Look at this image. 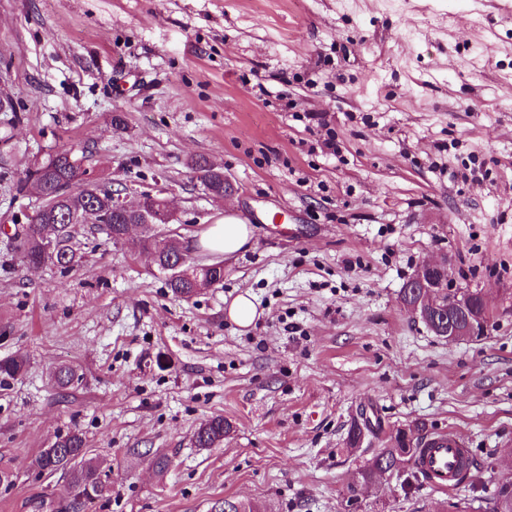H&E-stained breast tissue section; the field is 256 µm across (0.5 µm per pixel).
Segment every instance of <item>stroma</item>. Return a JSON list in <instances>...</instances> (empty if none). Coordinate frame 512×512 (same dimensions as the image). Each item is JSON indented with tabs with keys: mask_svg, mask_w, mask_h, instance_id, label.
I'll use <instances>...</instances> for the list:
<instances>
[{
	"mask_svg": "<svg viewBox=\"0 0 512 512\" xmlns=\"http://www.w3.org/2000/svg\"><path fill=\"white\" fill-rule=\"evenodd\" d=\"M69 149L94 182L165 189L195 259L230 213L250 248L189 300L88 224L82 265L24 268L26 172ZM442 258L449 295L488 299L482 336H435L402 307ZM245 293L260 316L242 328ZM16 354L0 512H53L66 480L31 461L73 428L112 484L88 512H487L483 486L512 481V0H0V359ZM362 410L386 434H457L469 489L402 486L409 463L349 507L373 454L343 446ZM213 416L230 434L196 447ZM193 166L200 173V179L212 197L220 196V192L224 191V172L215 168L206 160H197ZM246 294L235 298L228 309L229 318L241 327L250 326L260 316L255 303L251 299L252 296Z\"/></svg>",
	"mask_w": 512,
	"mask_h": 512,
	"instance_id": "obj_1",
	"label": "stroma"
}]
</instances>
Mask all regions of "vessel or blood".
Listing matches in <instances>:
<instances>
[{
    "instance_id": "obj_1",
    "label": "vessel or blood",
    "mask_w": 512,
    "mask_h": 512,
    "mask_svg": "<svg viewBox=\"0 0 512 512\" xmlns=\"http://www.w3.org/2000/svg\"><path fill=\"white\" fill-rule=\"evenodd\" d=\"M469 456V448L457 435L439 432L426 441L414 466L432 487L450 489L457 485L461 464Z\"/></svg>"
}]
</instances>
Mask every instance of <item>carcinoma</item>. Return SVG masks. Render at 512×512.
Segmentation results:
<instances>
[{"instance_id": "obj_1", "label": "carcinoma", "mask_w": 512, "mask_h": 512, "mask_svg": "<svg viewBox=\"0 0 512 512\" xmlns=\"http://www.w3.org/2000/svg\"><path fill=\"white\" fill-rule=\"evenodd\" d=\"M194 167L209 194L220 195L224 190V172L204 159L195 161ZM85 174L82 161L70 151L49 155L26 174V183L42 199L32 222L18 237L20 257L27 267L63 263L72 268L81 262L82 256L72 244L74 225L63 223V215L70 213L73 207L87 213L92 204H100L112 197V188L85 180ZM131 221L132 217L121 216L114 223L105 225L103 231L112 241H120L125 234V224ZM169 260L168 255L162 258L157 270L167 275V286L177 298L188 300L196 295L195 289L224 281V266L220 262L204 266L188 262L175 270L166 266ZM27 365V359L19 355L0 359V381L23 375ZM379 429V423L372 422L361 411L351 419L344 445L350 449L360 448L364 441L377 437ZM230 431L231 425L224 417H212L198 428L195 446L213 448L221 444ZM400 433L401 430H396L388 443L360 466L355 481L348 486L350 498H357L360 488L375 483L383 473L398 474L392 470L396 462L414 459L416 449L403 448ZM31 466L41 473L60 472L66 476L67 490L60 506L62 512H86L90 504L112 493L111 482L102 477L97 462L88 457L86 438L77 429L57 437L50 447L41 449Z\"/></svg>"}]
</instances>
